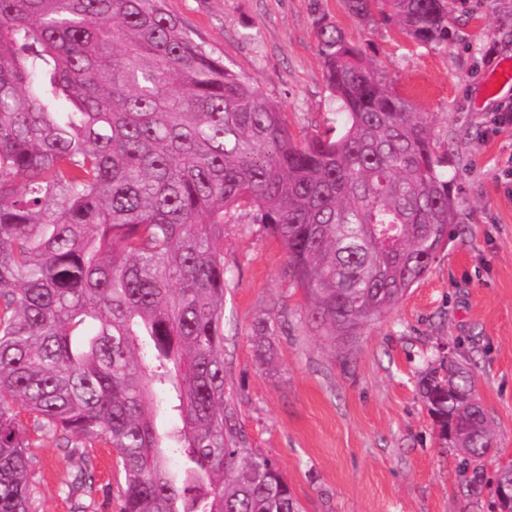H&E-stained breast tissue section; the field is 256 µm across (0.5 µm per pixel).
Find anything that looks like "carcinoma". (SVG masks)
Returning a JSON list of instances; mask_svg holds the SVG:
<instances>
[{
  "label": "carcinoma",
  "mask_w": 512,
  "mask_h": 512,
  "mask_svg": "<svg viewBox=\"0 0 512 512\" xmlns=\"http://www.w3.org/2000/svg\"><path fill=\"white\" fill-rule=\"evenodd\" d=\"M449 5L346 0L424 45L448 42ZM318 51L343 130L297 141L163 0H0V512H32L33 431L83 447L69 498L92 491L98 444L124 471L119 512H299L224 402L226 227L247 210L280 242L336 339L393 309L459 219L426 113L339 29ZM158 387L182 422L181 480L149 412ZM474 391L454 360L419 381L479 485L496 450ZM509 470L489 482L499 512Z\"/></svg>",
  "instance_id": "carcinoma-1"
}]
</instances>
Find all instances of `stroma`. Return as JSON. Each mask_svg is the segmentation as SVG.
<instances>
[{
  "label": "stroma",
  "instance_id": "obj_1",
  "mask_svg": "<svg viewBox=\"0 0 512 512\" xmlns=\"http://www.w3.org/2000/svg\"><path fill=\"white\" fill-rule=\"evenodd\" d=\"M192 36L279 104L295 136L342 129L318 54L323 25L365 48L389 85L429 115L450 152L461 220L425 277L386 316L335 341L309 320L280 243L241 214L224 235V385L248 447L271 456L301 512H495L472 469L442 448L418 395L438 348L475 381L502 459L512 458V84L487 72L512 61V0H452L448 42H413L393 23L352 15L344 0H166ZM280 329L267 357L255 331ZM92 512H118L124 473L115 449L91 452ZM72 462L33 451V512H74L61 491Z\"/></svg>",
  "mask_w": 512,
  "mask_h": 512
}]
</instances>
